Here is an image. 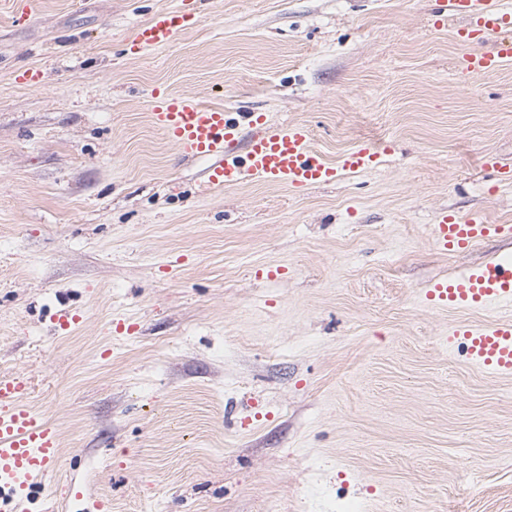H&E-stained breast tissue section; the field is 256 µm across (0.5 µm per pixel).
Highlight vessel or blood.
Masks as SVG:
<instances>
[{"label":"vessel or blood","instance_id":"obj_1","mask_svg":"<svg viewBox=\"0 0 512 512\" xmlns=\"http://www.w3.org/2000/svg\"><path fill=\"white\" fill-rule=\"evenodd\" d=\"M450 7L465 21L457 37L470 47L458 60L462 72H490L512 60L511 12L493 8L489 0H450ZM197 21V14L183 10L155 14L139 28L130 50L137 53L164 47ZM150 117L179 151L211 160L208 183L216 187L258 177L302 189L332 182L342 169L357 172L371 168L381 156L377 146L363 145L335 165L312 148L306 124L293 122L262 133L258 130L260 115H237L164 91L154 93ZM246 125L254 127L255 133L242 150L238 135ZM431 236L441 250L454 251L492 238L512 239V225L447 213L432 226ZM425 297L442 307L512 308V260L492 259L477 270L434 284ZM448 343L458 346L475 367L497 376H512L511 317L482 325L459 324L451 330ZM27 391L28 379L23 374L0 380V512H21L34 479L47 475L59 460L56 430L25 402Z\"/></svg>","mask_w":512,"mask_h":512}]
</instances>
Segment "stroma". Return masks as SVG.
Returning <instances> with one entry per match:
<instances>
[{
	"instance_id": "35a3bbf8",
	"label": "stroma",
	"mask_w": 512,
	"mask_h": 512,
	"mask_svg": "<svg viewBox=\"0 0 512 512\" xmlns=\"http://www.w3.org/2000/svg\"><path fill=\"white\" fill-rule=\"evenodd\" d=\"M183 6L0 0V378L61 444L28 512H512V377L448 348L504 311L422 301L512 253L430 235L443 211L512 224L482 167H512V62L460 75L436 0H192L194 28L130 52ZM157 89L305 123L332 163L385 153L213 188L152 125ZM198 22L196 13L186 11L157 13L141 26L132 41L130 52L142 49L161 48L168 45L174 37Z\"/></svg>"
}]
</instances>
